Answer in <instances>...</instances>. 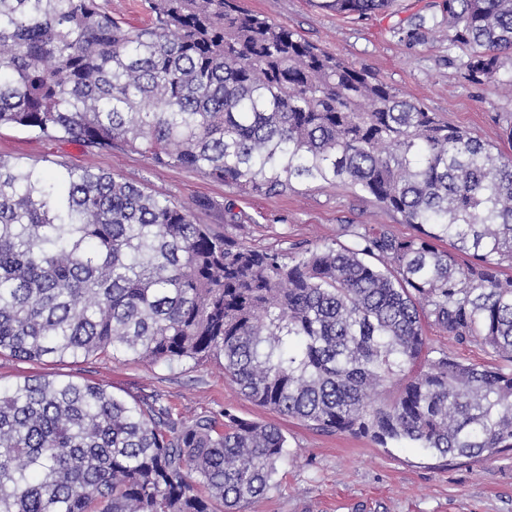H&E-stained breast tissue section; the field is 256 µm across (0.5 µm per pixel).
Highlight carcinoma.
<instances>
[{
	"label": "carcinoma",
	"instance_id": "1",
	"mask_svg": "<svg viewBox=\"0 0 512 512\" xmlns=\"http://www.w3.org/2000/svg\"><path fill=\"white\" fill-rule=\"evenodd\" d=\"M144 9L132 26L97 0H0V128L121 145L251 194L348 185L417 235L351 224L350 246L285 255L110 172L0 157V354L215 358L253 403L321 431L441 457L511 449L512 370L430 357L424 323L512 362V154L240 0ZM446 9L467 77H497L512 0ZM223 416L187 423L158 397L24 375L0 388V512H244L273 487L287 439Z\"/></svg>",
	"mask_w": 512,
	"mask_h": 512
}]
</instances>
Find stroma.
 Wrapping results in <instances>:
<instances>
[{
	"label": "stroma",
	"mask_w": 512,
	"mask_h": 512,
	"mask_svg": "<svg viewBox=\"0 0 512 512\" xmlns=\"http://www.w3.org/2000/svg\"><path fill=\"white\" fill-rule=\"evenodd\" d=\"M443 4L394 0L388 12L362 17L322 9L319 0H244L251 11L297 30L449 123L471 129L495 150L512 154V87L495 78L480 83L467 78L468 51L451 43ZM421 17L426 24L419 29L415 23ZM0 156L50 172L63 161L114 173L190 209L196 223L228 239L284 254L349 244L344 231L349 224L383 227L401 238L415 233L400 214L351 187L299 184L281 195L245 194L203 172L157 166L123 148L91 150L12 127L0 129ZM425 334L432 350L463 362H499L485 344L456 341L433 322H426ZM29 374L101 383L129 400L157 396L186 420L228 410L277 424L290 456L274 486L248 512H512V450L484 459L441 458L408 445L382 446L367 436L326 433L255 405L214 360L151 365L118 354L40 364L0 355V385Z\"/></svg>",
	"instance_id": "obj_1"
}]
</instances>
